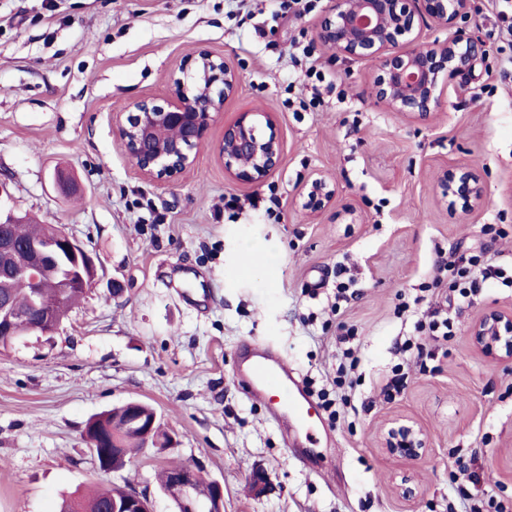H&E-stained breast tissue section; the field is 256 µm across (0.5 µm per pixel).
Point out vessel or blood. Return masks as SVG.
Here are the masks:
<instances>
[{
    "instance_id": "b4317fda",
    "label": "vessel or blood",
    "mask_w": 512,
    "mask_h": 512,
    "mask_svg": "<svg viewBox=\"0 0 512 512\" xmlns=\"http://www.w3.org/2000/svg\"><path fill=\"white\" fill-rule=\"evenodd\" d=\"M235 379L253 399L267 402L272 419L280 426H293L314 440L317 422L314 402L293 376L287 362L266 341H248L242 351Z\"/></svg>"
}]
</instances>
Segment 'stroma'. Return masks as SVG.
Wrapping results in <instances>:
<instances>
[{
	"label": "stroma",
	"instance_id": "obj_1",
	"mask_svg": "<svg viewBox=\"0 0 512 512\" xmlns=\"http://www.w3.org/2000/svg\"><path fill=\"white\" fill-rule=\"evenodd\" d=\"M329 5L318 0L294 22L277 0H0V206L64 227L95 264L56 333L0 352V512H57L63 495L125 483L148 493L155 512H172L156 472L179 462L223 482L224 512H448L460 459L478 476L473 494L512 502V363L486 361L468 336L485 310H512V289L490 285L462 304L451 340L421 337L432 369L397 350L415 318L446 305L444 285L414 299L437 260L484 241L489 257L512 266V74L500 77L489 53L486 74L450 85L437 114L410 121L375 104L371 63L317 42ZM308 44L327 82L312 112L298 108L312 83L292 63ZM201 50L232 60L239 90L193 167L173 182L148 181L112 115L168 99L172 71ZM247 109L273 113L282 144L279 167L258 184L231 179L218 155L225 121ZM463 161L485 176L482 208L435 197L438 176ZM318 170L338 194L312 215L295 199ZM272 191L278 215L224 211L226 196ZM349 209L362 223H349ZM486 224L505 225L506 236L485 241ZM254 240L276 261L248 276L243 249ZM340 264L356 281L341 306ZM402 299L415 301V316L396 315ZM343 324L358 329L357 412L330 425L311 471L293 460L265 404L240 391L238 346L273 342L289 368L328 389ZM398 364L408 384L389 400L382 388ZM132 399L155 409L175 443L101 472L85 424ZM394 416L422 429L426 457L382 451L380 427ZM405 477L417 489L410 499L397 489Z\"/></svg>",
	"mask_w": 512,
	"mask_h": 512
}]
</instances>
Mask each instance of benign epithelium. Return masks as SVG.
Returning a JSON list of instances; mask_svg holds the SVG:
<instances>
[{
	"instance_id": "benign-epithelium-1",
	"label": "benign epithelium",
	"mask_w": 512,
	"mask_h": 512,
	"mask_svg": "<svg viewBox=\"0 0 512 512\" xmlns=\"http://www.w3.org/2000/svg\"><path fill=\"white\" fill-rule=\"evenodd\" d=\"M471 0H332L328 14L316 25L315 38L346 61L374 64L373 90L376 103L412 121H426L443 105L448 86L470 81L476 67L486 59V44L466 32ZM448 31L443 39L423 37L421 22ZM193 73L185 68L172 73L174 93L159 103L137 100L113 113L126 154L148 180L166 183L180 178L196 160V154L215 116L235 96L239 74L224 56L202 52L194 57ZM282 145L270 112H242L224 123L219 155L232 178L257 183L276 170ZM337 194L336 183L324 172L313 173L300 192L301 207L316 213L330 205ZM438 200L452 208L465 201L469 208L484 205L486 181L473 164L462 162L444 170L436 185ZM19 222L10 211L0 209V251L8 254L13 243L4 229ZM23 251L29 262L6 267L3 274L23 281L31 290L42 287L39 268L65 252L71 259L69 279L87 289L94 280L89 254L66 232L53 238L33 240ZM26 333L46 336L62 324L47 310L43 318L29 322V315L0 301V334L15 335L20 325ZM472 347L491 363H512V311L493 308L483 312L470 326ZM133 421L141 422L146 441H151L155 418L144 419L142 403H126ZM380 444L390 456L418 460L428 452V442L413 421L387 419L380 429ZM200 471L188 465L171 472L163 490L176 512H224V484L210 480V493L197 495ZM113 512H153L146 494L130 489L124 499L112 503Z\"/></svg>"
}]
</instances>
